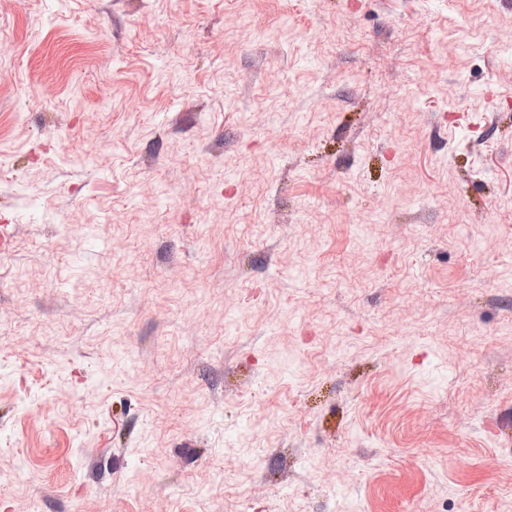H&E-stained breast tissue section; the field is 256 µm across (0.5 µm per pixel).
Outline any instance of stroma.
<instances>
[{
	"instance_id": "stroma-1",
	"label": "stroma",
	"mask_w": 512,
	"mask_h": 512,
	"mask_svg": "<svg viewBox=\"0 0 512 512\" xmlns=\"http://www.w3.org/2000/svg\"><path fill=\"white\" fill-rule=\"evenodd\" d=\"M0 512H512V0H0Z\"/></svg>"
}]
</instances>
